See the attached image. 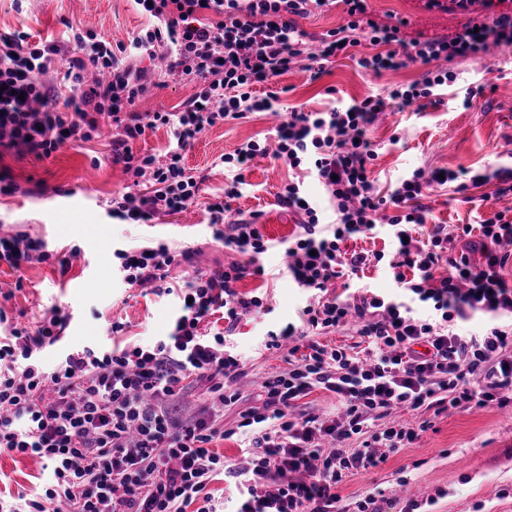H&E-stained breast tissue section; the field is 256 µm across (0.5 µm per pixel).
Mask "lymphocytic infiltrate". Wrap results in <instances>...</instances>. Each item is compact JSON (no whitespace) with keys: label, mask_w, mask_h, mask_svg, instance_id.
I'll use <instances>...</instances> for the list:
<instances>
[{"label":"lymphocytic infiltrate","mask_w":512,"mask_h":512,"mask_svg":"<svg viewBox=\"0 0 512 512\" xmlns=\"http://www.w3.org/2000/svg\"><path fill=\"white\" fill-rule=\"evenodd\" d=\"M150 24L129 44H112L92 31L68 26L63 41L29 42L21 32L0 34V146L42 159L65 145L92 140L101 118L112 127L114 163L128 179L113 195L112 219L149 224L183 211L198 196L203 176L189 172L183 152L217 124L254 112L276 117L272 140L249 139L225 154L233 176L207 210L216 241L247 256L185 286L186 303L168 334L153 346L136 344L69 350L54 368L40 354L62 339L70 315L54 307L24 326L0 310V453L38 459L49 477L43 493H18L0 512H217L208 486L216 476L236 479L237 512H346L337 488L348 473L377 466L430 429L422 419L393 420L394 410L443 412L470 405L512 402V286L501 270L512 250V216L497 211L479 226L451 229L428 224L422 199L433 186L459 190L496 182L512 191V167L456 174L417 168L381 190L373 174L378 157L370 128L380 112L433 99L456 79L450 62L484 54L489 44L512 47V0H426L427 9L462 15L457 31L427 40H405L400 25L372 17L370 0H134ZM481 11H474V4ZM340 8L343 25L312 35L300 20ZM165 61V75L195 83L178 112H142L138 104L160 83L135 63L142 55ZM353 58L379 75L413 64L421 80L393 87L327 111L281 108L280 76L293 68L311 81L329 66ZM59 81L46 85L48 73ZM169 127L174 148L144 153L136 142L146 131ZM282 160L293 177L278 201L296 218L283 250L296 287L322 294L305 306L301 325L272 333L281 348L311 337V351L288 370L258 384L261 407L244 414L249 457L225 461L212 444L224 435V409L240 398L243 364L224 347L223 333L207 335L202 321L220 311L229 327L263 306L238 283L264 275L269 249L259 213L227 219L242 194V170L256 157ZM316 182L328 201L317 207L306 193ZM427 227L426 239L414 237ZM388 234L392 255L346 253L356 234ZM478 235L481 263L455 250L457 239ZM78 248L51 257L41 240L22 232L0 234V263L20 271L28 263L57 260L67 267ZM126 285L169 293L168 273L188 258L160 242L119 249ZM387 262L395 295L348 294L326 298L336 279L358 277L370 262ZM432 304L434 317L415 315L407 296ZM480 332H458L475 313ZM347 325L367 341L363 355L316 343V336ZM204 383L197 413H176L185 381ZM317 389L338 402L333 416L297 409Z\"/></svg>","instance_id":"f902f5d3"}]
</instances>
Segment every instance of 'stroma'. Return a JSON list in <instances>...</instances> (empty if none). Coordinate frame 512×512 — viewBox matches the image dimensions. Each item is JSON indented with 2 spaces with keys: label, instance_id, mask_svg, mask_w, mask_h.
<instances>
[{
  "label": "stroma",
  "instance_id": "1",
  "mask_svg": "<svg viewBox=\"0 0 512 512\" xmlns=\"http://www.w3.org/2000/svg\"><path fill=\"white\" fill-rule=\"evenodd\" d=\"M374 18L383 24L406 20L404 39L450 35L460 15L427 10L422 0H371ZM78 25L111 43H130L147 24L132 0H0V33L26 32L30 41L61 39L66 24ZM423 66L373 76L356 60L333 63L323 82L311 81L307 72L293 69L281 77L288 94L282 102L324 111L329 101L324 85H335L344 99L385 93L388 87L420 78ZM512 81V49L489 59L473 58L460 67L454 84L444 88L443 102L417 110L410 106L383 114L372 129L378 147L374 175L381 188H389L399 176L421 167L425 170H493L512 161V97L499 87ZM484 85L485 95L474 107L463 110L453 103L466 88ZM273 116L254 115L244 122H227L206 131L184 152L188 169L201 171L206 180L198 199L184 211L164 215L154 224H119L107 214L113 193L126 180L121 165L112 161L110 137L80 146L60 148L50 158L32 157L0 148V177L8 176L22 190L0 197V226L44 240L49 250L61 253L79 247L68 269L49 261L30 265L24 286L8 298L0 296V309L8 316L22 315L24 322L39 321L51 308L62 306L71 322L60 346L45 349L42 362L54 366L63 350L98 346L107 339L114 322L125 325L127 338L147 343L168 333L182 301L185 280L197 272L218 270L240 261V254L214 241L209 225L208 202L223 196L231 176L222 157L237 144L267 135ZM399 144H392V135ZM246 184L232 203L243 214L261 213L272 247L263 256L265 277L246 276L241 294L264 297L269 311L244 319L225 344L245 364L238 382L241 399L224 409V427L230 437L213 447L226 461H244L246 450L236 432L243 412L260 406L258 378L287 370V349L268 348L269 334L297 321L307 294L296 288L284 265L280 241L295 230V222L278 205V194L289 178L288 168L272 158L256 159L244 173ZM494 184L471 189L469 196L444 186L425 203L433 224H474L491 210H512V193L498 195ZM490 195V205L479 202ZM163 240L191 251L190 261L174 268L171 294L158 296L147 288L125 285L113 271L115 249ZM431 428L415 444L389 454L378 467L355 472L338 488L343 503L383 491L380 512H407L409 501L427 503L429 512H512V405L505 408L450 409L431 415ZM42 464L18 455H0V493L40 492Z\"/></svg>",
  "mask_w": 512,
  "mask_h": 512
}]
</instances>
